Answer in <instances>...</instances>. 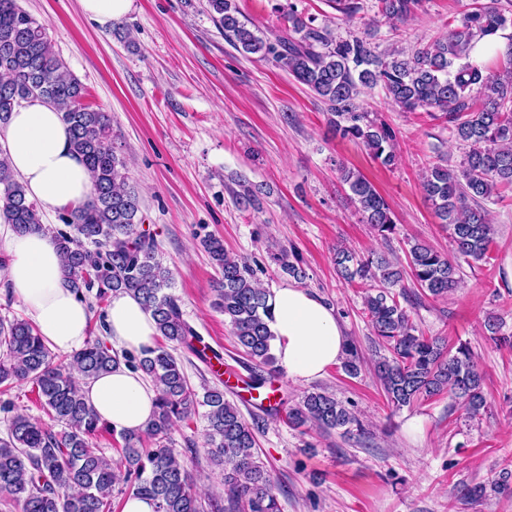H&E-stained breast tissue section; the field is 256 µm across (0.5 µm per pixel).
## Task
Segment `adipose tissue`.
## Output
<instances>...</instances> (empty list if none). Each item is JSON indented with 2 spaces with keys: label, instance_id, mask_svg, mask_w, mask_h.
<instances>
[{
  "label": "adipose tissue",
  "instance_id": "1",
  "mask_svg": "<svg viewBox=\"0 0 512 512\" xmlns=\"http://www.w3.org/2000/svg\"><path fill=\"white\" fill-rule=\"evenodd\" d=\"M4 148L10 166L45 212L74 207L93 193L91 176L72 150L59 112L50 104L23 102L9 116ZM0 245L10 261L4 273L45 342L63 352L83 347L89 313L65 282L61 256L50 237L19 235L0 225ZM278 366L298 383L321 378L345 355L348 340L335 309L318 295L288 284L268 297ZM112 341L139 354L154 348L155 322L140 299L117 293L106 318ZM88 405L115 431L144 426L155 408L157 392L141 373L127 367L80 385Z\"/></svg>",
  "mask_w": 512,
  "mask_h": 512
}]
</instances>
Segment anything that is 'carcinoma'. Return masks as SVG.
<instances>
[{
  "label": "carcinoma",
  "mask_w": 512,
  "mask_h": 512,
  "mask_svg": "<svg viewBox=\"0 0 512 512\" xmlns=\"http://www.w3.org/2000/svg\"><path fill=\"white\" fill-rule=\"evenodd\" d=\"M376 7L381 16L403 21L423 7V0H376ZM207 9L234 47L280 63L325 105L336 133L363 144L383 166L396 161V133L370 118L361 100L363 88L381 86L402 112L423 110L445 119L455 140L465 146L464 158L456 169L429 167L423 189L441 223L448 225L457 257L474 262L487 258L495 230L483 202L498 196L501 186L512 188V52L509 66L498 75L485 73L470 55L483 38L506 27L501 9L475 0L446 39L411 54L377 52L357 36L337 39L291 6L288 26L263 37L239 20L236 0H207ZM84 95L83 84L55 52L44 24L17 0H0V122L30 99L55 106L94 183L93 197L61 216L70 231H54L41 222L36 204L0 149V218L18 233L51 235L66 283L80 299L93 289L100 303L117 292L141 299L164 343L133 355L112 349L100 337L90 338L62 361L32 322L0 321V392L14 383L31 384L47 415L63 426L56 431L16 411L11 400L3 402L0 409L9 417L7 436L0 437V505L15 512H114V487L123 483L131 494L152 500L156 512H281L271 474L255 452L252 427L226 399L222 385L205 381L203 393L196 392L169 351L182 347L206 363L223 361L183 318L178 298L167 293L172 273L158 259L153 237L138 230L143 223L140 199L128 187L125 164L114 151L110 118L84 103ZM337 171L365 222L383 238L393 233L391 209L374 186L345 166ZM203 247L221 275L215 305L237 345L256 366L273 364L269 292L258 285L247 260L224 250L222 240L208 237ZM408 254L413 283L427 295L444 297L458 287L459 265L448 257L418 241L410 244ZM273 259L282 273L297 280L306 277L287 250ZM335 264L349 282H379L375 292L364 296V311L390 353L376 366L388 403L399 409L449 391L468 414L477 415L486 399L472 350L461 343L452 353L442 338L417 333L392 292L403 271L382 255L362 259L342 247L336 249ZM122 364L150 379L157 398L143 429L120 433L123 446L115 460L93 446V438L110 428L85 402L78 380ZM199 406L207 408V454L222 476L224 498L202 496L171 448L173 429ZM287 418L295 428L363 432L351 409L321 389L288 408ZM490 492L512 493V469L502 468L490 484L471 487L466 494L482 499Z\"/></svg>",
  "instance_id": "cac0c4a2"
}]
</instances>
